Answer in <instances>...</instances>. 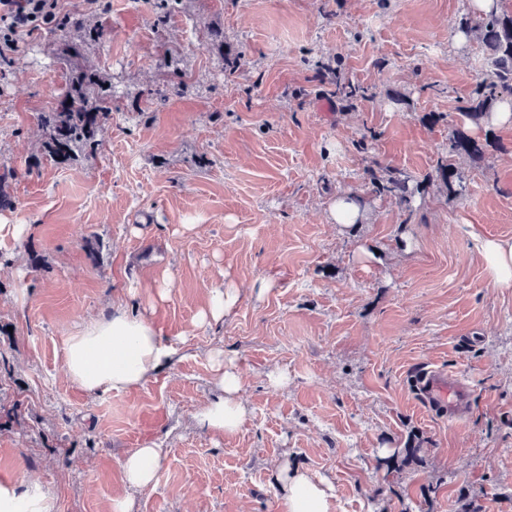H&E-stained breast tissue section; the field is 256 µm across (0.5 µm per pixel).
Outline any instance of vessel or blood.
Returning <instances> with one entry per match:
<instances>
[{
  "instance_id": "1",
  "label": "vessel or blood",
  "mask_w": 512,
  "mask_h": 512,
  "mask_svg": "<svg viewBox=\"0 0 512 512\" xmlns=\"http://www.w3.org/2000/svg\"><path fill=\"white\" fill-rule=\"evenodd\" d=\"M413 384L421 404L433 414L458 417L471 397L463 379L439 367L420 369L413 376Z\"/></svg>"
}]
</instances>
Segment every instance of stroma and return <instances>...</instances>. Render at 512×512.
Instances as JSON below:
<instances>
[{"mask_svg":"<svg viewBox=\"0 0 512 512\" xmlns=\"http://www.w3.org/2000/svg\"><path fill=\"white\" fill-rule=\"evenodd\" d=\"M468 2L181 0L164 18L160 0H59L103 30L84 57L112 83L98 151L70 165L30 164L59 33L42 22L0 56V224L25 227L0 251V478L49 489L55 512H109L122 460L151 446L136 512H278L284 466L331 486L329 512H512V288L479 250L512 238V126L459 111L486 71L457 29ZM337 71L368 96L336 97ZM457 128L495 144L455 159L451 193L433 175ZM392 172L426 181L412 211L371 194ZM342 194L355 223L331 217ZM228 282L233 318L199 324ZM122 297L177 353L136 391L88 393L63 341ZM218 350L248 410L221 438L194 421ZM420 366L471 383L464 420L421 407ZM404 448L419 461L392 467Z\"/></svg>","mask_w":512,"mask_h":512,"instance_id":"obj_1","label":"stroma"}]
</instances>
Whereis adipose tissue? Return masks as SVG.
Instances as JSON below:
<instances>
[{"instance_id": "obj_1", "label": "adipose tissue", "mask_w": 512, "mask_h": 512, "mask_svg": "<svg viewBox=\"0 0 512 512\" xmlns=\"http://www.w3.org/2000/svg\"><path fill=\"white\" fill-rule=\"evenodd\" d=\"M481 252L495 287L512 288V238L484 240ZM174 348L146 316L127 305H113L109 315L92 320L64 342V365L69 378L91 394L129 392L144 386L169 363ZM219 397L195 415L197 425L214 436L235 433L247 408L239 397L240 380L223 363L215 365ZM158 448H138L121 463L130 496L114 499L111 512H133V496L152 489L161 463ZM281 512H328L329 489L301 472L284 474ZM54 498L41 486L17 479H0V512H52Z\"/></svg>"}]
</instances>
